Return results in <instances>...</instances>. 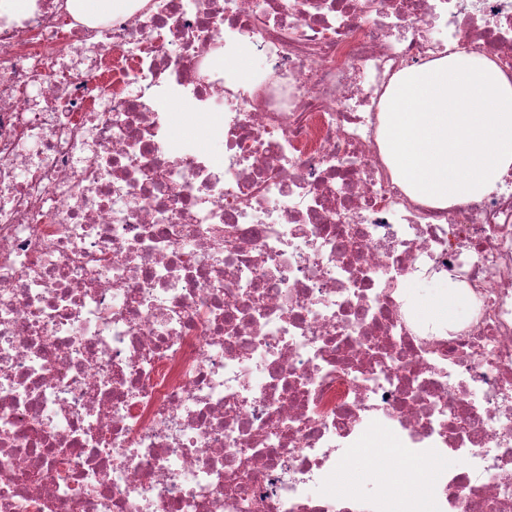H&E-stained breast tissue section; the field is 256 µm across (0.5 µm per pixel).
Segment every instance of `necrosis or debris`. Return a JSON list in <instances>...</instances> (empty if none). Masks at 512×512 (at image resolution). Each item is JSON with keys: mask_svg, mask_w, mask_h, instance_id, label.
<instances>
[{"mask_svg": "<svg viewBox=\"0 0 512 512\" xmlns=\"http://www.w3.org/2000/svg\"><path fill=\"white\" fill-rule=\"evenodd\" d=\"M463 49L512 72V0L0 17V512H404L310 496L378 429L434 512H512V173L433 207L380 134L396 75ZM429 279L465 320L418 317ZM205 119V116L195 114V119L180 131L178 135L179 141L193 142L201 147L210 148L217 152V146L212 145L207 138V128L204 126Z\"/></svg>", "mask_w": 512, "mask_h": 512, "instance_id": "obj_1", "label": "necrosis or debris"}]
</instances>
